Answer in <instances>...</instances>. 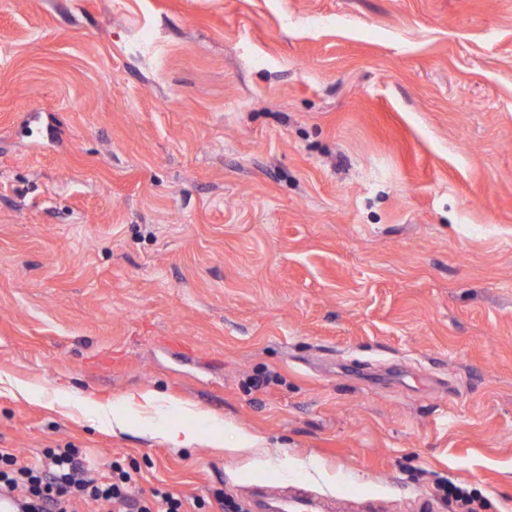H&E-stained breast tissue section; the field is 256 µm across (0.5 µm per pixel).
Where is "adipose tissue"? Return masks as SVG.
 Instances as JSON below:
<instances>
[{
	"label": "adipose tissue",
	"mask_w": 512,
	"mask_h": 512,
	"mask_svg": "<svg viewBox=\"0 0 512 512\" xmlns=\"http://www.w3.org/2000/svg\"><path fill=\"white\" fill-rule=\"evenodd\" d=\"M0 389L13 397L47 407L58 405L77 411L100 429L113 434H124L136 429L174 448L188 449L206 442L216 448L241 452L261 445L257 436L243 429L237 430L232 440H225L227 423L223 417L187 403L175 402L165 394L150 389L131 391L111 398L94 393L77 394L61 385L49 394L10 377L0 380ZM176 413L196 418L202 424L201 429L176 423L172 419Z\"/></svg>",
	"instance_id": "ef3b65f1"
}]
</instances>
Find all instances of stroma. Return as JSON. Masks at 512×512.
Here are the masks:
<instances>
[{"instance_id": "1", "label": "stroma", "mask_w": 512, "mask_h": 512, "mask_svg": "<svg viewBox=\"0 0 512 512\" xmlns=\"http://www.w3.org/2000/svg\"><path fill=\"white\" fill-rule=\"evenodd\" d=\"M0 374L288 462L0 392V448L145 498L512 512V0H0ZM15 398L34 401L41 405L75 410L93 421L100 429L112 434H124L137 430L144 435L158 438L172 448H196L206 440L215 448L228 452H241L261 448V440L239 428L231 443L224 440V429L228 425L223 417L204 411L187 403H176L165 394L154 390H136L119 397H107L94 393H74L69 387L60 385L53 394H48L32 385L13 378L0 377V386ZM192 416L206 427V432L173 421V413ZM138 427V428H134ZM281 509L280 512H325L323 502L316 495H310L305 491H298L287 497H268Z\"/></svg>"}]
</instances>
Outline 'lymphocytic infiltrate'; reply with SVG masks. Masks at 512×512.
Instances as JSON below:
<instances>
[{
	"label": "lymphocytic infiltrate",
	"instance_id": "obj_1",
	"mask_svg": "<svg viewBox=\"0 0 512 512\" xmlns=\"http://www.w3.org/2000/svg\"><path fill=\"white\" fill-rule=\"evenodd\" d=\"M130 474L113 467L111 477H92L80 449L51 448L40 462H19L0 448V498L15 501L17 512H186L184 501L154 490L152 500L134 495Z\"/></svg>",
	"mask_w": 512,
	"mask_h": 512
}]
</instances>
